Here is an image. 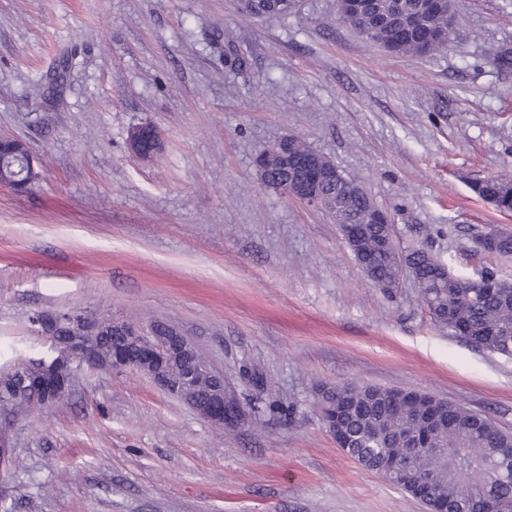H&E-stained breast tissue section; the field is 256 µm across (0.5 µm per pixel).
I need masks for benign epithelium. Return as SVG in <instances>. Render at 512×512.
I'll list each match as a JSON object with an SVG mask.
<instances>
[{
	"instance_id": "1",
	"label": "benign epithelium",
	"mask_w": 512,
	"mask_h": 512,
	"mask_svg": "<svg viewBox=\"0 0 512 512\" xmlns=\"http://www.w3.org/2000/svg\"><path fill=\"white\" fill-rule=\"evenodd\" d=\"M22 144L23 153L17 159L21 174L3 176L0 164V187L15 191L28 189L39 177V161L28 143L20 137L0 136L4 140ZM288 139L283 138L263 152L255 167L263 174L276 161L284 158ZM333 179L339 189L357 188L338 169L310 167L307 171H296L288 183L278 187L290 198L310 206L336 208L340 198L327 197L319 185L325 179ZM38 328L49 331L54 341L56 368L46 371L28 362L17 364L0 374L12 388L25 393L34 404L50 405L60 400L69 388L72 375L64 374L73 363L99 370H112L128 366L124 351L130 344L139 351L133 368L148 376L167 395L178 399L190 407L202 420L226 430H238L252 418L250 409L242 401L234 404V413L226 411L227 398L236 392L234 383L224 377L223 370L217 368L199 351L197 345L183 331L173 325L154 321L147 326L130 323L121 330L116 341L107 343L103 335L104 324L82 313L44 312L36 322ZM13 418L0 419V467L10 461V425Z\"/></svg>"
}]
</instances>
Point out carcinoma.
Masks as SVG:
<instances>
[{
  "label": "carcinoma",
  "instance_id": "1",
  "mask_svg": "<svg viewBox=\"0 0 512 512\" xmlns=\"http://www.w3.org/2000/svg\"><path fill=\"white\" fill-rule=\"evenodd\" d=\"M369 38L400 55L425 54L448 46V9L433 10L427 0H349ZM293 165H330L300 139L290 138ZM288 166L275 164L266 185L288 183ZM472 191L497 209L512 211V176L500 174L478 182ZM373 201L349 192L342 221L359 222ZM359 260L371 281L384 292L406 273L426 285L423 300L431 320L473 346L512 354V288L488 267L477 280L452 274L438 256L424 248L401 252L387 243V227L367 224ZM323 416L336 427V444L363 468L404 486L408 473L426 484L427 508L447 512H489L512 502V434L490 419L428 393L402 391L390 399L369 385L346 384L322 392ZM25 405L0 388V412L13 414Z\"/></svg>",
  "mask_w": 512,
  "mask_h": 512
}]
</instances>
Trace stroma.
I'll list each match as a JSON object with an SVG mask.
<instances>
[{"instance_id": "obj_1", "label": "stroma", "mask_w": 512, "mask_h": 512, "mask_svg": "<svg viewBox=\"0 0 512 512\" xmlns=\"http://www.w3.org/2000/svg\"><path fill=\"white\" fill-rule=\"evenodd\" d=\"M512 0H456L449 46L398 55L337 0L249 17L240 0H0V134L42 165L0 188V367L45 356L31 318L177 325L268 408L227 431L130 368L77 371L11 427L0 512H426L337 446L319 391L430 393L512 432V359L435 325L404 277L385 294L332 213L265 186L256 156L300 137L362 187L400 249L476 280L512 231L471 186L512 171ZM244 67L224 65L225 51ZM152 125L163 152L134 156ZM4 140L17 141L22 144L23 153L17 159V164L21 166V174L14 171L12 176L3 177V163L0 164V187L10 188L15 191L28 189L39 177V161L32 153L28 143L20 137L0 136V143ZM508 234H511V232L490 228L488 231L484 232L479 239L478 247L480 251L487 252L495 240ZM488 254L504 258L512 256V234L494 244L488 251Z\"/></svg>"}]
</instances>
